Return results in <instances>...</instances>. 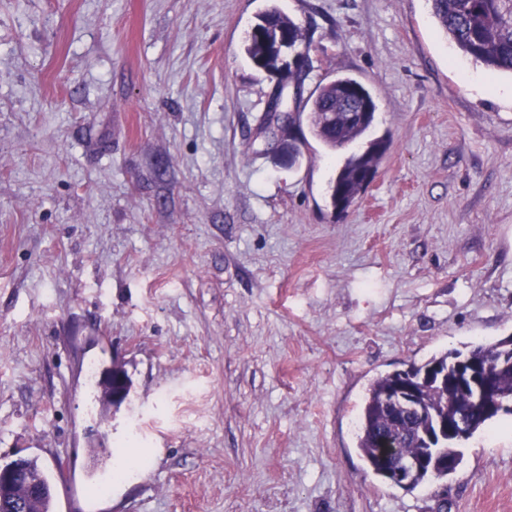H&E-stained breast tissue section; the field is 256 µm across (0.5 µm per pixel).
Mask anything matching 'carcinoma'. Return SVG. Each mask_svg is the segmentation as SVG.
Wrapping results in <instances>:
<instances>
[{
	"instance_id": "cac0c4a2",
	"label": "carcinoma",
	"mask_w": 512,
	"mask_h": 512,
	"mask_svg": "<svg viewBox=\"0 0 512 512\" xmlns=\"http://www.w3.org/2000/svg\"><path fill=\"white\" fill-rule=\"evenodd\" d=\"M432 16L440 32L462 55L493 72L512 73V0H429ZM279 32L292 47L303 44L302 27L291 17L272 7L257 17L245 52L256 63L265 59L270 47L261 33ZM377 106L370 90L357 79L339 76L319 86L306 117L311 135L329 152L349 154L329 179L327 191L336 210H347L365 190L364 173H376L386 150V140L369 138ZM366 112L362 118L359 113ZM456 360L489 369L496 377L499 407L489 415L483 411L470 387L424 383L418 385L415 410L409 422L389 419L386 406L401 375L420 377L430 370H444ZM512 418V335L495 342L477 343L466 350L435 354L408 370H393L374 378L363 395L356 419L357 448L369 469L384 477L382 461L388 450L404 456H423L426 463L410 486H418L448 476L438 463V454L450 456L459 468L466 442L496 419ZM456 427V433L442 442L428 437L439 421ZM21 472L10 489L0 495V512H52L53 488L38 461L26 457Z\"/></svg>"
}]
</instances>
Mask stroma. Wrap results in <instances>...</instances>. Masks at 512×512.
<instances>
[{
  "label": "stroma",
  "instance_id": "stroma-1",
  "mask_svg": "<svg viewBox=\"0 0 512 512\" xmlns=\"http://www.w3.org/2000/svg\"><path fill=\"white\" fill-rule=\"evenodd\" d=\"M272 4L298 91L244 51ZM340 75L388 139L343 212L339 159L260 128ZM511 334L512 75L428 0H0V464L109 487L54 512H512L510 419L412 492L355 435L378 375ZM101 381L108 389L109 400L112 406H120L127 400L131 390V383L121 364L112 361V366L102 373Z\"/></svg>",
  "mask_w": 512,
  "mask_h": 512
}]
</instances>
